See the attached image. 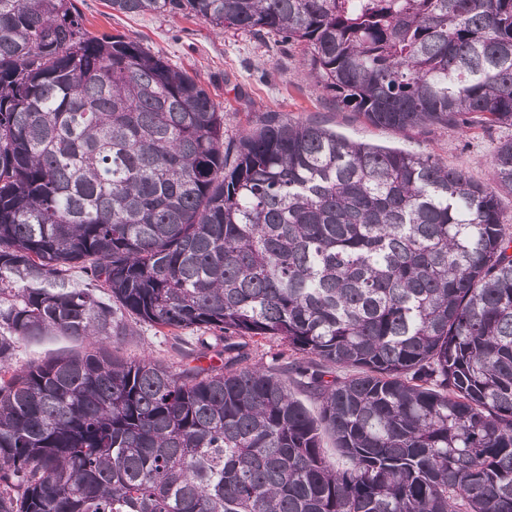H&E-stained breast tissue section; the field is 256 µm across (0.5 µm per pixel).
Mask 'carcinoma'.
Masks as SVG:
<instances>
[{
	"instance_id": "carcinoma-1",
	"label": "carcinoma",
	"mask_w": 512,
	"mask_h": 512,
	"mask_svg": "<svg viewBox=\"0 0 512 512\" xmlns=\"http://www.w3.org/2000/svg\"><path fill=\"white\" fill-rule=\"evenodd\" d=\"M108 2L298 46L374 127H512V0ZM491 165L280 112L231 148L77 0H0V512H512V139ZM131 317L225 362L123 358ZM47 336L90 350L13 367ZM262 343L264 345L259 347L255 354L252 353V359L249 363H255L262 358V362L266 366L271 364L276 368H281L285 367L288 361L296 357L295 355L292 357V352L288 351V347L281 345L279 341L272 340Z\"/></svg>"
}]
</instances>
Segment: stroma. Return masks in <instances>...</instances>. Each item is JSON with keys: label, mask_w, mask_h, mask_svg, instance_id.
<instances>
[{"label": "stroma", "mask_w": 512, "mask_h": 512, "mask_svg": "<svg viewBox=\"0 0 512 512\" xmlns=\"http://www.w3.org/2000/svg\"><path fill=\"white\" fill-rule=\"evenodd\" d=\"M78 5L90 31L136 36L172 66L196 77L221 107L228 143L236 142L245 130L259 127L269 113L286 112L352 141L432 154L448 167L465 171L473 181L489 184L492 152L498 142L512 138V127H475L463 132L431 126L409 134L376 128L357 113L337 108L331 95L309 77L300 47L271 36L222 32L191 17L124 15L112 11L107 0H78ZM83 349V344L67 337L49 336L21 345L13 365L24 367ZM188 351V344L144 323L131 324L130 335L119 348L120 355L148 354L176 368L208 366V359H195Z\"/></svg>", "instance_id": "35a3bbf8"}]
</instances>
